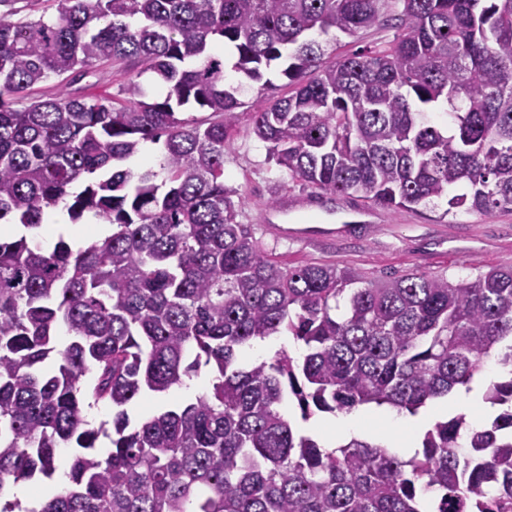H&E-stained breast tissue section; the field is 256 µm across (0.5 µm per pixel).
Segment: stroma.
<instances>
[{"mask_svg": "<svg viewBox=\"0 0 512 512\" xmlns=\"http://www.w3.org/2000/svg\"><path fill=\"white\" fill-rule=\"evenodd\" d=\"M224 183L236 189L243 223L252 225L260 246L288 265L305 262L349 267L367 278L407 273L445 275L455 279L492 267H512V212L479 214L449 210L446 200L414 210L369 208L358 196L318 193L289 182L268 162L265 145L250 132V114H239V133L224 160ZM294 194L307 197L294 224L323 227L333 224L335 237L276 239L260 222L269 201ZM372 209V216L354 222L351 211ZM211 380L201 369L187 385L158 397L147 392L130 407L131 419L184 405Z\"/></svg>", "mask_w": 512, "mask_h": 512, "instance_id": "1", "label": "stroma"}]
</instances>
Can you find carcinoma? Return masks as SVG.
<instances>
[{"label": "carcinoma", "mask_w": 512, "mask_h": 512, "mask_svg": "<svg viewBox=\"0 0 512 512\" xmlns=\"http://www.w3.org/2000/svg\"><path fill=\"white\" fill-rule=\"evenodd\" d=\"M57 3L49 19L0 14V222L33 232L61 205L112 233L78 251L0 237V492L52 478L71 448L67 486L24 512H512V268L454 281L283 267L224 184L245 107L226 68L263 94L275 66L292 90L261 101L251 133L288 179L390 210L446 197L512 212V0ZM374 27L393 31L384 47L333 62L315 39ZM106 67L126 76L117 102L28 98ZM188 104L205 115L180 116ZM147 142L163 145L158 167L123 165ZM286 334L298 354L240 365ZM491 356L508 377L484 399L504 410L480 430L436 422L407 459L356 438L325 448L289 415H415ZM203 366L193 401L131 424L143 392ZM100 403L105 455L84 416Z\"/></svg>", "instance_id": "cac0c4a2"}]
</instances>
